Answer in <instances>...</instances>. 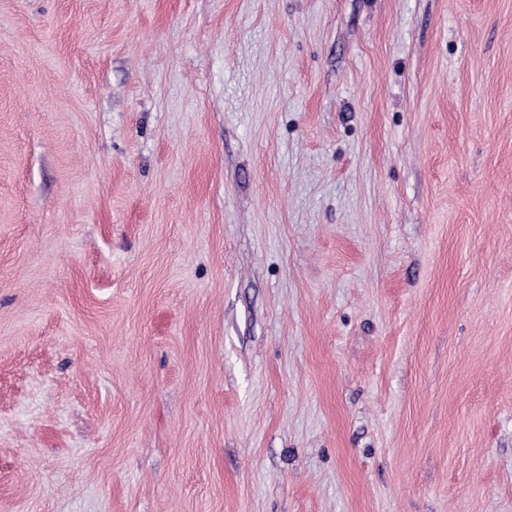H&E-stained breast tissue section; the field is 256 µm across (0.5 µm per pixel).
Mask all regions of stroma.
<instances>
[{"label":"stroma","mask_w":512,"mask_h":512,"mask_svg":"<svg viewBox=\"0 0 512 512\" xmlns=\"http://www.w3.org/2000/svg\"><path fill=\"white\" fill-rule=\"evenodd\" d=\"M0 512H512V0H0Z\"/></svg>","instance_id":"obj_1"}]
</instances>
